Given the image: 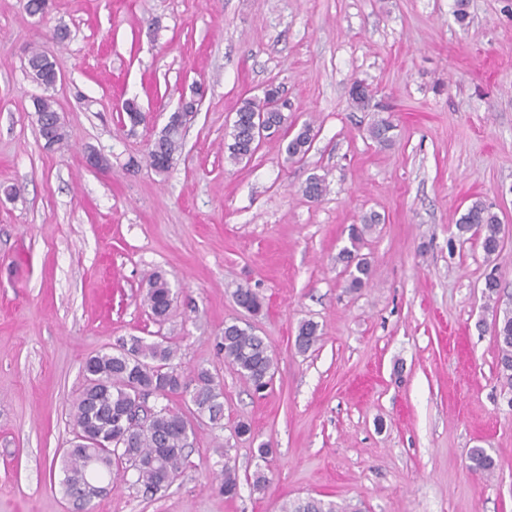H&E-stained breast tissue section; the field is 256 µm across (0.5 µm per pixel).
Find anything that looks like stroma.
<instances>
[{"label":"stroma","instance_id":"stroma-1","mask_svg":"<svg viewBox=\"0 0 512 512\" xmlns=\"http://www.w3.org/2000/svg\"><path fill=\"white\" fill-rule=\"evenodd\" d=\"M22 5L0 0V512H71L58 451L83 364L132 336L171 343L185 375L208 369L224 425L195 422L165 491L121 482L91 512H280L308 496L364 512H512V393L482 294L496 265L512 295V0H469L464 28L454 0H53L46 25ZM35 48L63 78L60 149L35 123ZM357 81L373 93L365 112L351 104ZM271 83L289 122L312 124L311 148L288 161L278 133L232 161L236 107ZM197 87L183 150L157 173L147 148ZM382 109L397 126L386 148L368 135ZM92 151L107 169L85 165ZM314 173L329 185L317 201L301 192ZM476 198L505 228L493 263L456 235ZM372 212L370 281L351 291L336 256ZM156 272L176 295L161 323L144 303ZM241 288L263 297L261 314L238 306ZM306 320L321 339L303 354ZM232 321L277 357L264 393L219 349ZM474 448L494 476L470 470ZM259 469L269 483L256 492Z\"/></svg>","mask_w":512,"mask_h":512}]
</instances>
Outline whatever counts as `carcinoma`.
<instances>
[{"label": "carcinoma", "mask_w": 512, "mask_h": 512, "mask_svg": "<svg viewBox=\"0 0 512 512\" xmlns=\"http://www.w3.org/2000/svg\"><path fill=\"white\" fill-rule=\"evenodd\" d=\"M26 69L31 76L42 78L45 89L52 88L50 75L55 63L43 51L33 49L27 59ZM278 86L270 84L261 98L243 100L235 112L232 125V143L228 144L229 158L235 162L251 158L258 147L252 134L253 118L266 113L268 128L279 130L287 123L281 111L270 108V95ZM33 112L37 116L39 131H44L55 114L52 97L35 99ZM196 109L189 106L178 119L165 125L148 148L149 165L159 173L168 171L182 150L183 131L195 116ZM395 125L382 118L369 129L370 138L381 147L394 141ZM287 160H300L310 149L314 139L313 127L304 123L296 130L285 129ZM303 195L312 200L327 192L326 179L312 175L302 188ZM381 218L371 213L362 218L361 225L349 228V245L338 254L337 260L344 266L347 288L351 291L364 287L370 275L366 258L359 254V244L372 226ZM458 235L471 234L479 238L481 248L489 261H493L502 249L501 221L492 207L482 199L471 202L456 224ZM483 295L496 304L493 332L499 350V374L503 386L512 392V307L499 306L501 281L497 269L485 277ZM236 302L251 314L263 308L262 298L249 288H240L235 294ZM144 301L155 317L167 316L173 305L174 293L161 274L149 281ZM320 340L318 324L303 322L295 339L296 348L305 353ZM133 356L123 355L117 348L100 350L90 356L83 367L85 384L73 405L72 418L75 435L100 438L102 447L85 448L72 446L62 456L63 478L60 482L64 495L71 499L75 494L97 484L112 485L113 467L122 466L123 473L133 472V484L144 489V493L156 494L168 487L165 475H181L185 468V448L188 433L192 431L190 419L182 413L163 406L146 413L144 400L151 396L166 398L171 394H186L190 397V413L208 418L215 426L224 419V389L207 369H199L192 377H186L173 366L176 350L162 342L148 343L139 337L130 340ZM227 361L256 392L266 390L272 384L277 359L265 338L256 334L250 326L236 322L224 325V336L220 342ZM131 422L135 426L134 441L128 448L115 455L108 439L116 434V425ZM471 469L484 475L492 474L497 463L482 448L470 454ZM240 482L236 469L224 463V478L221 490L224 497L233 499L239 494ZM282 512H362L360 506L339 507L332 501L309 497L290 500Z\"/></svg>", "instance_id": "obj_1"}]
</instances>
